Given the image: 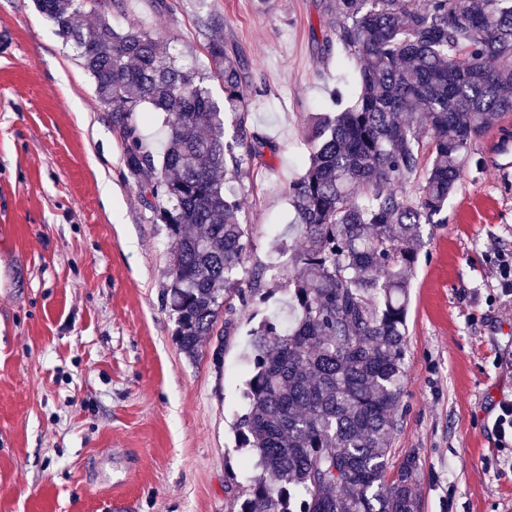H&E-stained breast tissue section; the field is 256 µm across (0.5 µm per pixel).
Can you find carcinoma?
<instances>
[{
  "label": "carcinoma",
  "mask_w": 512,
  "mask_h": 512,
  "mask_svg": "<svg viewBox=\"0 0 512 512\" xmlns=\"http://www.w3.org/2000/svg\"><path fill=\"white\" fill-rule=\"evenodd\" d=\"M77 52L125 141L124 166L172 243L169 305L190 358L224 334L236 308L275 291L284 308L247 341L237 448L251 470L234 512H420L419 458L388 470L405 376L408 288L423 224L455 193L470 146L512 112V0H325L329 34L354 82L330 92L336 111L306 123L308 159L288 187L303 241L288 261L239 277L249 241L244 177L276 147L249 127V66L209 32V69L185 67L142 30L110 20L123 0H35ZM224 85V102L207 81ZM146 112L164 114L162 152L142 144ZM235 117L227 135L226 114ZM430 134L424 143L421 130ZM418 181L411 198L405 186ZM224 327H218L219 322Z\"/></svg>",
  "instance_id": "obj_1"
}]
</instances>
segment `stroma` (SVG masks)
<instances>
[{
	"label": "stroma",
	"mask_w": 512,
	"mask_h": 512,
	"mask_svg": "<svg viewBox=\"0 0 512 512\" xmlns=\"http://www.w3.org/2000/svg\"><path fill=\"white\" fill-rule=\"evenodd\" d=\"M124 0L181 64L205 68L201 19L250 66L249 123L275 154L242 199L246 270L279 238L299 245L288 186L309 113L335 86L317 41L319 0ZM512 112L471 148L445 224L422 227L390 468L419 458L421 512H512V295L492 268L512 253ZM93 80L33 0H0V512H230L245 485L234 424L256 301L191 359L175 342L171 242L123 164ZM223 346L224 361L210 355ZM492 428L500 442V446L505 443H512V401L502 402L499 404V412L494 419Z\"/></svg>",
	"instance_id": "stroma-1"
}]
</instances>
